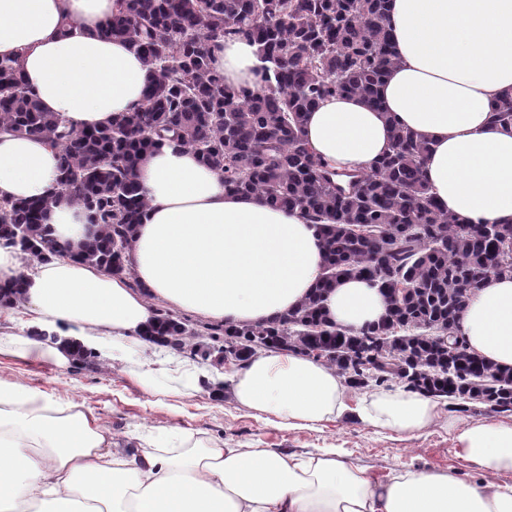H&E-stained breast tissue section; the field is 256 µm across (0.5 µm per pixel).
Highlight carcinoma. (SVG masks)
Instances as JSON below:
<instances>
[{
	"label": "carcinoma",
	"mask_w": 512,
	"mask_h": 512,
	"mask_svg": "<svg viewBox=\"0 0 512 512\" xmlns=\"http://www.w3.org/2000/svg\"><path fill=\"white\" fill-rule=\"evenodd\" d=\"M388 0H116L99 30L121 39L149 72L145 101L106 126L78 130L44 112L15 58L0 59V133L44 137L60 148L62 190L98 225L83 259L127 273L136 224L148 207L136 171L167 141L194 151L224 175L230 192L299 210L323 240L326 263L314 292L265 326L214 325L210 338L243 362L259 349L318 356L354 389L388 386L512 412V369L473 356L459 320L473 289L512 277V223L458 224L423 176L429 144L395 118L391 150L369 170H341L317 158L305 137L308 114L336 95L378 104L396 65ZM227 37L254 43L262 85L229 86L210 63ZM512 126V97L494 103ZM50 201H0V243L24 255L57 253L45 225ZM366 277L389 302L376 326L331 324L323 300L345 277ZM150 336L186 348V324L157 311Z\"/></svg>",
	"instance_id": "carcinoma-1"
}]
</instances>
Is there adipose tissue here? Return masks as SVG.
Segmentation results:
<instances>
[{"mask_svg":"<svg viewBox=\"0 0 512 512\" xmlns=\"http://www.w3.org/2000/svg\"><path fill=\"white\" fill-rule=\"evenodd\" d=\"M115 0H0V58L16 57L42 108L77 128L108 124L139 107L148 70L127 43L101 37ZM75 34H67L68 24ZM397 64L379 105L332 96L310 112L306 140L331 165L367 170L391 147L397 119L431 150L423 175L461 224L512 221V128L491 106L512 93V0H390ZM211 66L226 83L258 87L263 64L245 39L219 42ZM59 149L44 138L0 134V200L52 199L46 223L61 253L23 259L0 245V282L18 281L31 336H0V350L66 366L76 350L120 365L146 392L229 384L235 403L283 428L353 415L412 438L442 413L437 398L377 387L348 404L336 369L299 353L249 358L231 372L156 353L143 335L156 302L226 325H263L298 307L324 266L322 241L299 211L224 188L222 174L185 147L148 154L137 180L149 206L129 253L130 275L78 258L90 236L83 207L59 184ZM138 288H131L130 280ZM328 320L357 331L378 323L388 300L358 277L325 299ZM51 331L55 340L43 339ZM470 353L512 368V278L492 276L460 318ZM475 479L405 469L375 482L336 453L202 443L190 431L145 446L83 411L59 415L42 396L0 383V512H512V424L449 422Z\"/></svg>","mask_w":512,"mask_h":512,"instance_id":"1","label":"adipose tissue"}]
</instances>
